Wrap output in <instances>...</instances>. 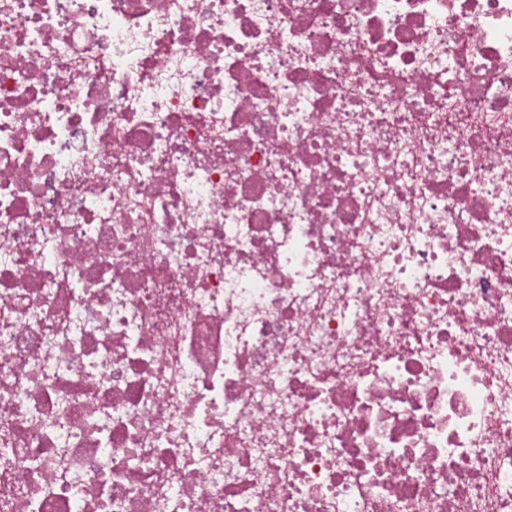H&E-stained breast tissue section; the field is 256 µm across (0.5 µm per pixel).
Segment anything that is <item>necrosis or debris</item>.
<instances>
[{
  "mask_svg": "<svg viewBox=\"0 0 512 512\" xmlns=\"http://www.w3.org/2000/svg\"><path fill=\"white\" fill-rule=\"evenodd\" d=\"M0 512H512V0H0Z\"/></svg>",
  "mask_w": 512,
  "mask_h": 512,
  "instance_id": "necrosis-or-debris-1",
  "label": "necrosis or debris"
}]
</instances>
